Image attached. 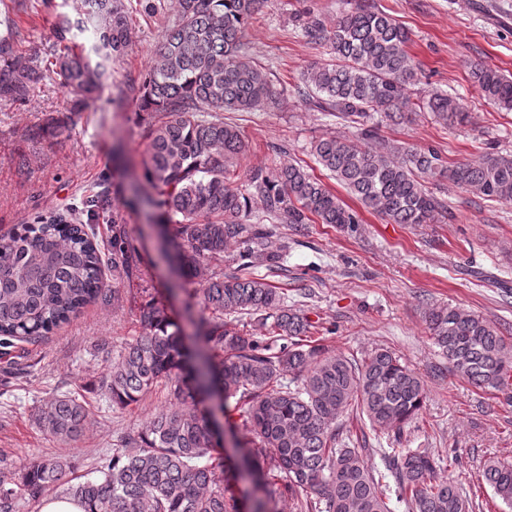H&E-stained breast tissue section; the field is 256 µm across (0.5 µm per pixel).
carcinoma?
I'll return each instance as SVG.
<instances>
[{
  "label": "carcinoma",
  "mask_w": 512,
  "mask_h": 512,
  "mask_svg": "<svg viewBox=\"0 0 512 512\" xmlns=\"http://www.w3.org/2000/svg\"><path fill=\"white\" fill-rule=\"evenodd\" d=\"M75 16L63 13L54 28L51 67L19 47L14 22L0 32V100L26 103L50 75L74 94L72 111L99 96L112 62L131 46L126 0H75ZM268 0H177L174 23L163 36L139 88L147 151L142 161L147 219L158 224L159 258L179 280L198 281L203 311L189 323L198 347L185 343L168 309L150 299L138 308L142 333L111 360L103 391L112 405L127 408L162 385L171 408L126 437L112 459L77 474L61 455L19 468L20 480L0 476V512L18 499L38 504L60 483L88 512H243L228 494L223 444L212 410L187 402L217 392L236 400L240 426L253 438L241 452L234 479L250 482L252 512H469L466 492L441 474L461 466L464 453L448 459L427 448H355L343 419L356 411L373 432L399 439L422 410L426 391L400 357L379 348L363 358L333 352L325 330L285 305L281 292L247 269L283 261L288 245L276 243L267 221L301 230L305 224L352 228L356 210L304 166L288 163L274 173L238 181L233 160L249 149L226 112L273 105L281 96L261 66L241 51L250 19ZM91 32L89 48L71 42ZM310 40L328 45L334 60L301 75L298 95L315 107L360 127L377 141L382 124L400 125L421 112L450 127L470 122L460 99L435 92L413 98L419 68L408 53L409 32L390 16L358 6L330 24L304 28ZM479 96L512 112V78L483 60L470 63ZM313 155L362 205L390 224H429L453 219L445 199L427 188L438 177L448 187L479 198L512 203V153H485L474 161L447 164L440 150L384 142L363 148L339 136L313 145ZM262 203L263 214H254ZM104 191L87 196L76 221L63 215L17 224L0 237V348L36 341L69 323L86 306L139 271V251L119 210L112 209V284L105 279L101 248L91 222L104 211ZM233 249L239 270L226 274L224 253ZM258 315L266 334L252 336L243 316ZM434 343L451 371L472 386L512 388V348L486 318L457 306L426 313ZM288 382H282L284 376ZM90 410L81 395L54 397L38 409L40 428L63 443L81 441ZM379 454L384 469L370 462ZM483 478L494 497L512 509V463L487 461Z\"/></svg>",
  "instance_id": "1"
}]
</instances>
